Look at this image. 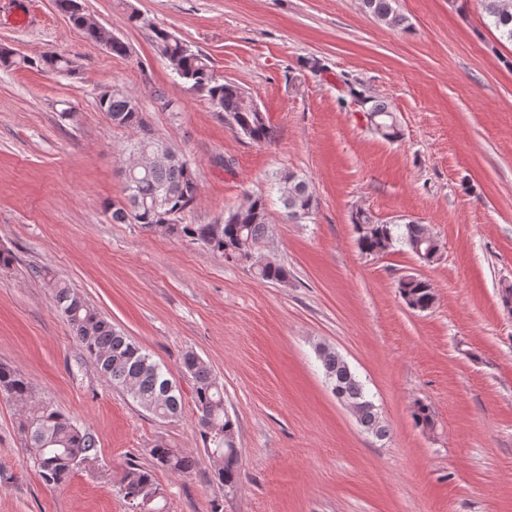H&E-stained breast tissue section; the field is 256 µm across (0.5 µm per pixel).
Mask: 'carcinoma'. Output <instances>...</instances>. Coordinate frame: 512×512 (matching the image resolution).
<instances>
[{"instance_id":"obj_1","label":"carcinoma","mask_w":512,"mask_h":512,"mask_svg":"<svg viewBox=\"0 0 512 512\" xmlns=\"http://www.w3.org/2000/svg\"><path fill=\"white\" fill-rule=\"evenodd\" d=\"M363 12L386 25L409 28L407 18L399 13L397 0H360ZM487 25L499 34V41L512 44V0H477ZM84 37L107 42L115 56L127 53L126 44L115 37L105 40L104 33L91 22L79 0H56ZM152 38L160 56L174 78L188 88L208 97L211 104L224 113V119L236 134L249 140L268 144L272 130L257 104L237 84L216 78L209 58L191 50L184 41L162 28L152 29ZM18 63L44 67L56 73L74 72L73 61L55 51L46 52L37 60L21 57ZM350 97L364 98V110L376 117L380 128L375 133L387 140L400 137L390 105L366 92L361 86L344 81ZM97 108L112 124L142 133L130 142L126 151L132 161L125 168V203L112 205L111 219L116 224H138L148 232L175 234L199 244L211 253L233 264H243L263 281L285 282L288 270L270 260L256 265L253 259L264 255L269 224V196L277 194L291 220L309 217L314 197L308 183L293 173L280 175L269 187L246 197L245 202L213 224H184L182 217L197 199L199 183L195 165L175 150L171 157L157 159L154 152L161 144L150 137L149 129L137 101L120 90H106L97 98ZM352 224L360 251L379 256L397 245L408 248L421 262L438 260L441 245L425 225L409 220L403 224L381 222L358 209ZM29 275L49 288L57 311L71 327L75 338L110 383L131 396L143 410L158 419L175 418L181 411V396L167 377V371L153 360L141 345L115 328L70 283L53 275L47 267H31ZM399 293L412 310H430L436 300L429 281L406 276L398 282ZM325 380L336 399L355 409L360 427L377 438L387 436L379 411L368 390L349 364L334 350L318 348ZM182 367L195 385L194 402L198 413L199 434L205 448L217 455L211 458L214 477L232 487L241 480L236 426L224 409V388L210 370L192 352L183 356ZM0 393L17 400L32 399V387L18 370L0 365ZM411 417L424 431L435 428L431 406L420 400L413 403ZM34 465L45 484L57 486L67 482L83 461L97 453L94 433L78 425L68 414L47 402L33 405L20 420ZM149 467L132 463L124 471L119 491L123 498L140 506V512H164L156 481V471L178 474L193 472L198 461L174 448L158 446L151 449Z\"/></svg>"}]
</instances>
